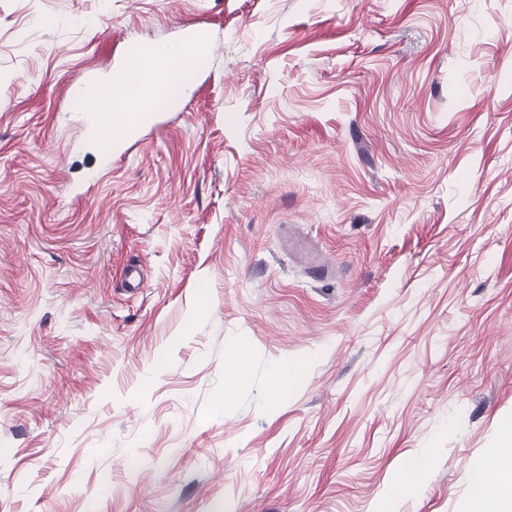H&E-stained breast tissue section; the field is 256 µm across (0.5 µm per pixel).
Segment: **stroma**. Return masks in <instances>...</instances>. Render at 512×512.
<instances>
[{
    "instance_id": "stroma-1",
    "label": "stroma",
    "mask_w": 512,
    "mask_h": 512,
    "mask_svg": "<svg viewBox=\"0 0 512 512\" xmlns=\"http://www.w3.org/2000/svg\"><path fill=\"white\" fill-rule=\"evenodd\" d=\"M187 29L99 156L70 88ZM509 419L512 0H0V512H375L420 459L395 512H465ZM199 48L173 45L165 53L151 57L150 77L146 85L132 86L112 74V80L100 81L93 89L74 98L78 112L105 117L91 135L102 152L112 149V136L123 129L150 123L158 112L175 106L192 83L195 67L206 61ZM190 63L192 65H190ZM112 94V105L108 94ZM135 108L133 109V107ZM241 347L244 344L235 347L238 355L234 366L224 370V394L231 396L246 385L248 381V367L246 355L242 352ZM305 368L299 363H288V359L276 366L272 373L270 395L273 401L283 402L304 379ZM425 466V461L419 460L417 464L400 472L394 480L391 494L383 501L378 512H393L395 500L416 486L423 476Z\"/></svg>"
}]
</instances>
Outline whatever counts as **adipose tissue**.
<instances>
[{
    "mask_svg": "<svg viewBox=\"0 0 512 512\" xmlns=\"http://www.w3.org/2000/svg\"><path fill=\"white\" fill-rule=\"evenodd\" d=\"M206 58L202 49L170 46L152 56L147 84L136 87L117 76L106 79L77 96L74 107L102 116L93 138L101 151H110L112 133L150 123L157 113L181 101L192 83L195 66ZM467 512H512V423L503 427L499 448L478 467Z\"/></svg>",
    "mask_w": 512,
    "mask_h": 512,
    "instance_id": "obj_1",
    "label": "adipose tissue"
}]
</instances>
